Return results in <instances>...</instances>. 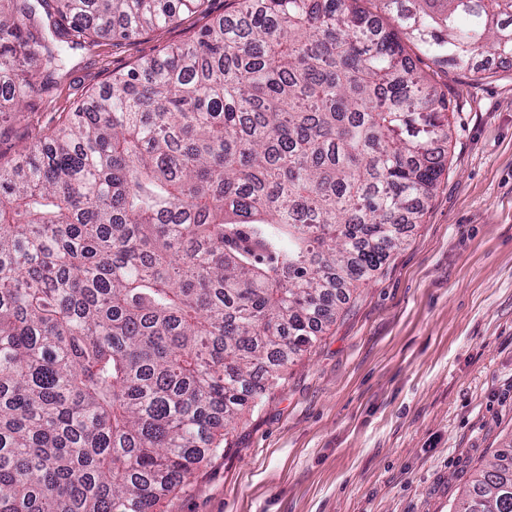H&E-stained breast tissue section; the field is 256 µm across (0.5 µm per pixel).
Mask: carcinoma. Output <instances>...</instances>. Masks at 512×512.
<instances>
[{
	"mask_svg": "<svg viewBox=\"0 0 512 512\" xmlns=\"http://www.w3.org/2000/svg\"><path fill=\"white\" fill-rule=\"evenodd\" d=\"M0 7V114L54 49ZM0 153V512H154L335 320L435 191L448 99L403 41L482 73L512 0H229ZM73 46L204 0H37ZM455 512H512V448Z\"/></svg>",
	"mask_w": 512,
	"mask_h": 512,
	"instance_id": "carcinoma-1",
	"label": "carcinoma"
}]
</instances>
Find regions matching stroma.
Listing matches in <instances>:
<instances>
[{"label": "stroma", "mask_w": 512, "mask_h": 512, "mask_svg": "<svg viewBox=\"0 0 512 512\" xmlns=\"http://www.w3.org/2000/svg\"><path fill=\"white\" fill-rule=\"evenodd\" d=\"M223 14L206 0L168 26L63 48L0 147L50 134L112 74ZM412 57L452 130L419 223L157 512H453L512 446V64L476 80Z\"/></svg>", "instance_id": "35a3bbf8"}]
</instances>
